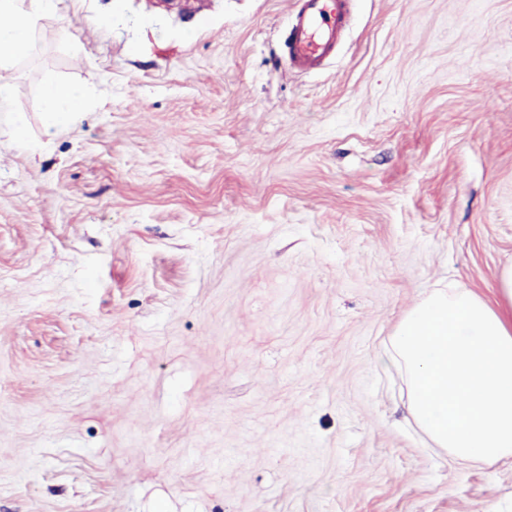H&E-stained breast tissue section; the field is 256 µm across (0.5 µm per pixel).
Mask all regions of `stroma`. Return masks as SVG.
Segmentation results:
<instances>
[{"instance_id": "stroma-1", "label": "stroma", "mask_w": 512, "mask_h": 512, "mask_svg": "<svg viewBox=\"0 0 512 512\" xmlns=\"http://www.w3.org/2000/svg\"><path fill=\"white\" fill-rule=\"evenodd\" d=\"M291 21L62 0L0 72V512H512L384 364L512 263V0H355L310 73ZM83 101L81 88L48 82L42 89V105L54 127L74 122L83 112Z\"/></svg>"}]
</instances>
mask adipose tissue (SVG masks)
Here are the masks:
<instances>
[{
	"instance_id": "1",
	"label": "adipose tissue",
	"mask_w": 512,
	"mask_h": 512,
	"mask_svg": "<svg viewBox=\"0 0 512 512\" xmlns=\"http://www.w3.org/2000/svg\"><path fill=\"white\" fill-rule=\"evenodd\" d=\"M60 0H0V68L33 46L38 21ZM83 91L54 82L42 89L53 126L74 122ZM403 378L408 415L433 447L462 464L512 466V264L489 296L433 289L396 324L385 351Z\"/></svg>"
}]
</instances>
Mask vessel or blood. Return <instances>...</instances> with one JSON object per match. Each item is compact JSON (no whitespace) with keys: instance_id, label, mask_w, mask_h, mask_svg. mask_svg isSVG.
Returning a JSON list of instances; mask_svg holds the SVG:
<instances>
[{"instance_id":"b4317fda","label":"vessel or blood","mask_w":512,"mask_h":512,"mask_svg":"<svg viewBox=\"0 0 512 512\" xmlns=\"http://www.w3.org/2000/svg\"><path fill=\"white\" fill-rule=\"evenodd\" d=\"M351 10V0H297L288 35L289 68L300 72L321 68L334 52Z\"/></svg>"}]
</instances>
